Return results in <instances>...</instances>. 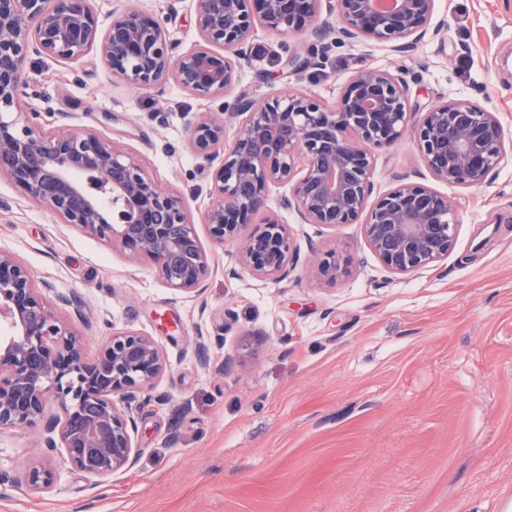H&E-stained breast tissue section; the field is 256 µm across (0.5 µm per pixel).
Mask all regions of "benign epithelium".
Here are the masks:
<instances>
[{
    "mask_svg": "<svg viewBox=\"0 0 512 512\" xmlns=\"http://www.w3.org/2000/svg\"><path fill=\"white\" fill-rule=\"evenodd\" d=\"M199 41L173 56L175 45L160 22L127 7L105 31L90 0H0V109L18 108L29 52L75 60L94 51L112 74L149 89L168 79L199 97L227 92L249 62L246 48L257 27L276 35L304 34L326 52V38L360 36L407 51L440 29L432 25L436 0H194ZM336 14L339 28L322 20ZM407 81L373 66L350 76L337 104L306 93L256 102L241 95L239 119L225 151L224 120L208 112L186 118L192 151L212 170L216 201L205 211L211 238L239 243L238 260L255 275H288L291 242L270 219L246 232L249 217L267 209L268 188L286 185L288 206L305 224L362 225L368 246L392 274L427 269L448 257L456 242L454 202L425 185L402 183L368 204L371 148L390 146L407 129ZM414 139L433 178L480 188L509 161L512 139L498 114L470 102L431 106ZM302 168H297V163ZM28 200L47 206L64 224L104 240H117L133 256L153 260L165 284L198 290L208 270L184 198L160 188L111 141L90 131L45 130L0 112V174ZM336 258L314 269L336 279ZM0 427L41 426L47 448L62 449V463L102 479L132 465L138 455L134 412L140 395L163 371L155 342L115 332L102 356L86 357L83 338L56 316L24 262L0 251ZM61 413L44 414L47 393ZM54 467L40 463L25 475L34 493L49 490Z\"/></svg>",
    "mask_w": 512,
    "mask_h": 512,
    "instance_id": "benign-epithelium-1",
    "label": "benign epithelium"
}]
</instances>
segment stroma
I'll list each match as a JSON object with an SVG mask.
<instances>
[{"instance_id": "35a3bbf8", "label": "stroma", "mask_w": 512, "mask_h": 512, "mask_svg": "<svg viewBox=\"0 0 512 512\" xmlns=\"http://www.w3.org/2000/svg\"><path fill=\"white\" fill-rule=\"evenodd\" d=\"M131 4L164 26L176 54L194 48L192 0ZM435 18L447 30L412 50L351 40L301 72L286 60L306 54V35L255 29L232 92L207 98L172 81L137 89L93 52L29 56L25 100L39 124L94 131L180 193L209 270L201 294L172 290L152 260L63 224L0 175V250L25 262L62 318L74 313L59 295L81 303L88 357L128 330L165 362L136 415L132 468L97 481L60 463L52 491L1 484L0 512H512V164L467 189L435 183L412 138L374 149L372 197L412 182L456 205L453 251L406 275L382 268L360 225L299 223L287 187L271 188L252 223L284 224L297 264L284 280L261 279L238 266L234 245L212 240L211 172L185 127V114H224L238 95L304 91L335 104L366 64L408 72L410 124L468 100L512 128V0H438ZM330 253L347 273L313 280L309 265ZM49 457L33 431L0 428V472Z\"/></svg>"}]
</instances>
